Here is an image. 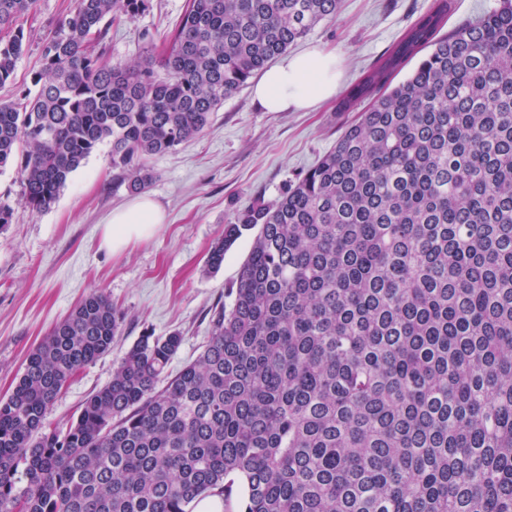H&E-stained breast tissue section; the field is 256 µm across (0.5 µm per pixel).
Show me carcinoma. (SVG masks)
Here are the masks:
<instances>
[{
  "mask_svg": "<svg viewBox=\"0 0 512 512\" xmlns=\"http://www.w3.org/2000/svg\"><path fill=\"white\" fill-rule=\"evenodd\" d=\"M147 0H75L35 93L0 102V168L56 202L102 144L131 191L204 134L224 99L340 0H190L160 56L110 64L112 21ZM0 0V87L26 48ZM420 16L346 92L372 105L280 198L224 226L207 268L256 231L230 308L173 378L176 332L146 335L65 429L48 408L112 349L90 292L0 398V512H512V0L444 31ZM427 52L413 73L392 81Z\"/></svg>",
  "mask_w": 512,
  "mask_h": 512,
  "instance_id": "obj_1",
  "label": "carcinoma"
}]
</instances>
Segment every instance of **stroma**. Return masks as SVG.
<instances>
[{
	"label": "stroma",
	"instance_id": "stroma-1",
	"mask_svg": "<svg viewBox=\"0 0 512 512\" xmlns=\"http://www.w3.org/2000/svg\"><path fill=\"white\" fill-rule=\"evenodd\" d=\"M434 2L342 0L336 19L322 21L291 50H336L343 58L341 86L349 88ZM188 4L149 0L135 21L112 25L104 42L107 61L128 62L147 45L162 46ZM73 6L74 0H39L21 18L28 45L0 99L31 89L43 39ZM366 107L362 101L341 112L332 100L306 112H266L247 87L226 98L204 136L152 159L155 178L147 192L166 221L152 237L118 253L102 247L103 225L132 194L116 179L109 146L93 153L57 201L38 214L21 200L17 168L1 171L0 199L13 207L14 219L0 231V397L13 389L28 353L94 289L121 311L122 325L111 351L83 367L49 407L47 422L62 427L76 418L144 333L181 334L167 367L168 375L178 374L210 338L215 312L231 304L229 289L251 248L254 234L247 231L225 252L222 268L207 272V253L225 224L257 199L277 200Z\"/></svg>",
	"mask_w": 512,
	"mask_h": 512
}]
</instances>
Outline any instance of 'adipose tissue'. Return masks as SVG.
<instances>
[{
  "mask_svg": "<svg viewBox=\"0 0 512 512\" xmlns=\"http://www.w3.org/2000/svg\"><path fill=\"white\" fill-rule=\"evenodd\" d=\"M342 60L333 50L311 48L287 55L265 70L253 95L267 112L302 111L331 99L340 86ZM166 219L151 196L141 195L113 209L102 232L101 245L112 251L150 238Z\"/></svg>",
  "mask_w": 512,
  "mask_h": 512,
  "instance_id": "adipose-tissue-1",
  "label": "adipose tissue"
}]
</instances>
